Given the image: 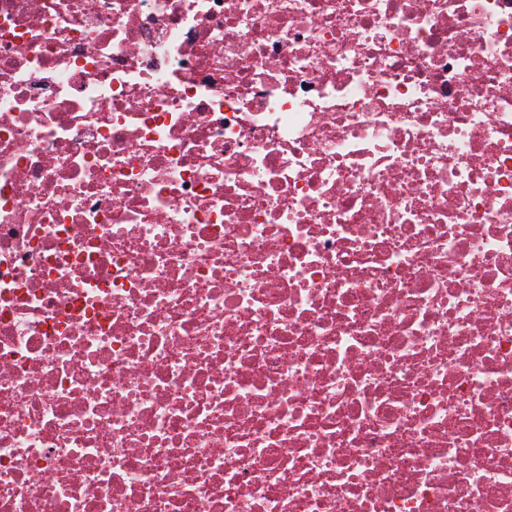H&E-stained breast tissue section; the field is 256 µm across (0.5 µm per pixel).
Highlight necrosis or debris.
I'll return each instance as SVG.
<instances>
[{
	"instance_id": "obj_1",
	"label": "necrosis or debris",
	"mask_w": 512,
	"mask_h": 512,
	"mask_svg": "<svg viewBox=\"0 0 512 512\" xmlns=\"http://www.w3.org/2000/svg\"><path fill=\"white\" fill-rule=\"evenodd\" d=\"M0 512H512V0H0Z\"/></svg>"
}]
</instances>
